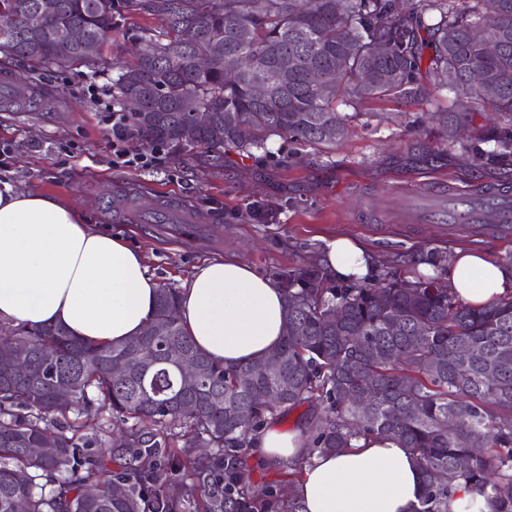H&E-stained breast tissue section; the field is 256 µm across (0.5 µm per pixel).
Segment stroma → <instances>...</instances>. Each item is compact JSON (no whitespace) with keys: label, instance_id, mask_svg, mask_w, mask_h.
Masks as SVG:
<instances>
[{"label":"stroma","instance_id":"stroma-1","mask_svg":"<svg viewBox=\"0 0 512 512\" xmlns=\"http://www.w3.org/2000/svg\"><path fill=\"white\" fill-rule=\"evenodd\" d=\"M160 16L118 18L102 56L110 67L83 65L25 71L0 55V73H25L40 91L39 108L19 112L0 105V173L21 186L59 197L86 223L121 233L145 257L160 284L181 287L200 262L224 257L244 261L259 274L280 279L302 265H320L325 237L347 234L374 253L378 274L413 277L430 254L479 247L492 259L512 251V240L439 224H392L374 218L372 201L390 187L427 189L443 181L512 191V162L477 168L450 147L430 119L448 92L421 104L395 99L347 106L350 133L330 148L272 138L266 150H204L185 155L164 149L157 169L112 166L116 102L104 87L145 35L163 30ZM149 205L180 199L204 216L195 234L178 224H121L111 216L118 197Z\"/></svg>","mask_w":512,"mask_h":512}]
</instances>
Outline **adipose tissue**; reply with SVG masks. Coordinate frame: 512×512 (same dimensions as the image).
I'll use <instances>...</instances> for the list:
<instances>
[{"label":"adipose tissue","mask_w":512,"mask_h":512,"mask_svg":"<svg viewBox=\"0 0 512 512\" xmlns=\"http://www.w3.org/2000/svg\"><path fill=\"white\" fill-rule=\"evenodd\" d=\"M322 263L330 277L360 281L374 258L363 241L337 234L326 238ZM445 279L475 307L512 293V271L480 248L455 249ZM158 288L142 254L121 235L86 224L57 197L0 177V324L61 323L76 338L119 343L147 324ZM179 316L210 358L235 366L280 344L285 295L238 259L207 260L183 283ZM255 451L270 460H303L299 512H413L422 494L417 460L391 439L362 438L311 456L302 432L272 422Z\"/></svg>","instance_id":"obj_1"}]
</instances>
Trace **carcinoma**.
<instances>
[{
    "label": "carcinoma",
    "instance_id": "cac0c4a2",
    "mask_svg": "<svg viewBox=\"0 0 512 512\" xmlns=\"http://www.w3.org/2000/svg\"><path fill=\"white\" fill-rule=\"evenodd\" d=\"M127 12L162 17L165 29L143 38L131 61L116 63L112 96L142 98L143 111L125 113L133 135L146 143L190 153L203 148L262 149L273 137L310 146H333L349 133L348 115L336 102L426 96L418 75L423 38L433 56V86L453 94L432 119L448 141L479 163L471 140L493 144L491 154L512 158V0H422L406 7L394 0H122ZM44 8L49 24L79 26L92 45L87 51L60 46L39 51L19 27L0 36V53L31 66L93 68L101 60L107 32L116 26L113 0H0V11L24 15ZM480 28L501 44L490 55L472 39ZM385 41L389 54L372 61L371 45ZM224 55L201 70L195 60L214 45ZM311 69L333 71L336 80L311 84ZM483 72L498 93L487 97L469 83ZM395 74L392 79L389 74ZM268 82L256 99L251 85ZM493 113L496 122L475 126L474 113L459 110L460 96ZM189 112H206L211 126L184 148L168 134ZM314 266L282 277L286 317L278 350L280 369L267 357L224 366L195 344L178 316L179 293L158 289L146 328L123 343L78 340L62 325H0V357L20 354L31 365L25 377L0 378V512H179L187 490L161 493L154 487L164 470H201L214 477L203 490V512H298L296 479L254 492L247 457L268 419L307 404L305 431L312 451L352 447L360 437L393 439L419 461L424 494L414 512H448L456 483L479 489L491 512H512V294L473 308L456 298L438 277H390L371 286L325 287ZM344 309L336 322L327 319ZM198 358L205 387H184L175 361L142 373L144 357L170 347ZM122 359L127 373L112 376ZM498 367L496 378L485 376ZM60 378L72 381V404L55 401ZM278 402L265 392L280 383ZM357 389L368 403L344 395ZM109 412L133 421L119 452L130 466L110 471L88 448L94 439L78 434L66 414ZM247 420L241 424L240 420ZM485 452L470 455L474 439ZM52 445V454L32 458L28 449ZM469 465L457 466L463 456ZM121 485L118 495L93 496L101 479Z\"/></svg>",
    "mask_w": 512,
    "mask_h": 512
}]
</instances>
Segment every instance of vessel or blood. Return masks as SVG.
I'll return each instance as SVG.
<instances>
[{"label":"vessel or blood","mask_w":512,"mask_h":512,"mask_svg":"<svg viewBox=\"0 0 512 512\" xmlns=\"http://www.w3.org/2000/svg\"><path fill=\"white\" fill-rule=\"evenodd\" d=\"M155 211L179 224L202 221L193 210L176 202L156 206ZM395 220L400 224H473L478 230L507 239L512 237V194L494 188H450L439 183L421 196L400 195Z\"/></svg>","instance_id":"vessel-or-blood-1"}]
</instances>
